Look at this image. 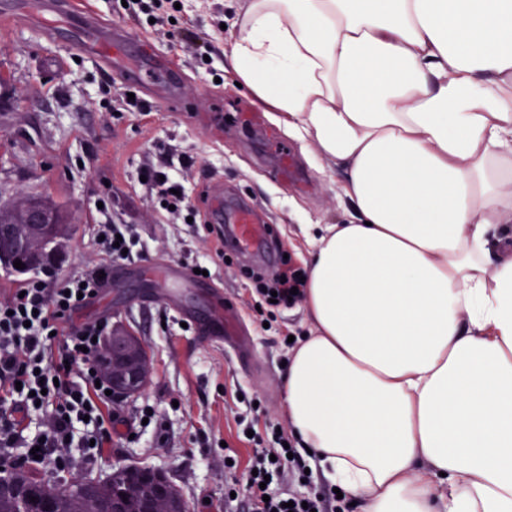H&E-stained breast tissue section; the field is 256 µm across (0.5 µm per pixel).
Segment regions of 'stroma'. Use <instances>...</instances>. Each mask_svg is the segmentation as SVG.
<instances>
[{
    "instance_id": "1",
    "label": "stroma",
    "mask_w": 512,
    "mask_h": 512,
    "mask_svg": "<svg viewBox=\"0 0 512 512\" xmlns=\"http://www.w3.org/2000/svg\"><path fill=\"white\" fill-rule=\"evenodd\" d=\"M88 2L133 33L153 64L180 77L179 96L167 103L134 89L149 111L121 108L117 99L130 82L70 48L75 28L54 42L27 20H0V73L10 77L0 85V202L40 194L69 211V234L53 265L59 280L101 261L96 224L126 225L137 242L135 259L113 265L108 287L81 317L108 313L113 327L136 332L149 359L148 381L120 409L111 457L81 463L77 474L102 479L119 466L160 469L192 512H224L226 458L234 452L244 463L253 454L240 419H256L261 430L287 426L283 338L306 332L304 306L279 309L269 327L260 326L255 284L241 270L267 273L266 260L230 248L216 257L203 225L173 224L153 210L137 170L154 160L161 143L189 156L192 202L223 184L225 202H245L260 213L277 256L296 269L307 254V225L341 223L351 210L340 195L343 172L315 148H301L236 86L218 29L230 15L224 0H179L181 28L209 36L205 62L145 17L117 12L116 0ZM102 200L108 210L99 209ZM199 263L210 268L209 278L149 273L169 266L188 272ZM218 297L236 315L245 351L201 329ZM254 397L262 402L257 416L248 405Z\"/></svg>"
}]
</instances>
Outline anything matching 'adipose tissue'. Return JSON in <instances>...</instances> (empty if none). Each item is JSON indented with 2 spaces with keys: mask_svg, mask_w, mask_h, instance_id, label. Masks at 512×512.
Returning <instances> with one entry per match:
<instances>
[{
  "mask_svg": "<svg viewBox=\"0 0 512 512\" xmlns=\"http://www.w3.org/2000/svg\"><path fill=\"white\" fill-rule=\"evenodd\" d=\"M235 79L347 171L286 421L361 512H512V0H239Z\"/></svg>",
  "mask_w": 512,
  "mask_h": 512,
  "instance_id": "adipose-tissue-1",
  "label": "adipose tissue"
}]
</instances>
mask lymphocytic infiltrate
Masks as SVG:
<instances>
[{
  "label": "lymphocytic infiltrate",
  "instance_id": "f902f5d3",
  "mask_svg": "<svg viewBox=\"0 0 512 512\" xmlns=\"http://www.w3.org/2000/svg\"><path fill=\"white\" fill-rule=\"evenodd\" d=\"M169 154L168 147H161V164L141 169L150 198L158 208L172 205V217H196L177 175L164 164ZM96 233L104 263L87 266L59 284L47 275L29 277L19 291L0 299V460L34 464L58 477L73 468L72 449H86L91 461L110 456L118 418L117 398L99 364L101 340L112 331V317L79 321L75 315L106 288L107 271L123 261L134 237L109 222L98 225ZM303 285L292 268L268 281L257 279L262 321H271L275 306L288 305L291 289ZM36 411L42 426L31 436L27 421ZM275 439L277 448L262 449L254 457V473L247 476L241 497L225 498L226 512H349L346 499L314 490L304 496L291 491L266 495L260 487L263 476L305 477L302 455L286 449L288 436L279 431Z\"/></svg>",
  "mask_w": 512,
  "mask_h": 512
}]
</instances>
